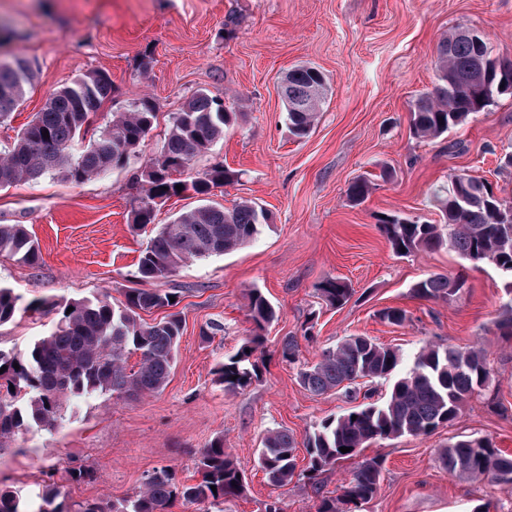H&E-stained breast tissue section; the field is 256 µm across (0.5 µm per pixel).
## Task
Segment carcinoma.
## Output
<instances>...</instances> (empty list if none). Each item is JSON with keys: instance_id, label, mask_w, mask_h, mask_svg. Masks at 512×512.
I'll use <instances>...</instances> for the list:
<instances>
[{"instance_id": "obj_1", "label": "carcinoma", "mask_w": 512, "mask_h": 512, "mask_svg": "<svg viewBox=\"0 0 512 512\" xmlns=\"http://www.w3.org/2000/svg\"><path fill=\"white\" fill-rule=\"evenodd\" d=\"M434 85L415 102L410 129L414 136L436 139L463 125L470 115L494 105L497 98L512 95L504 88L512 71V58L494 53L481 38L473 42L458 25L441 38L433 61ZM481 74L483 83L473 81ZM37 79L32 62L22 54L0 60V126L22 105L27 89ZM327 77L319 69L300 65L288 71L283 99L288 132L301 139L309 135L319 106L324 101ZM112 92V82L103 71L73 79L57 88L42 111L16 134L12 146L0 156V188L56 174L79 185L110 169L123 168L154 130L155 105L147 98L134 100L124 112L112 113V122L86 139L92 118ZM235 113L224 100L205 91L196 92L183 109L171 117L160 150L150 156L141 171L142 194L133 211L132 224L154 223L157 206L191 190L209 195L212 188L237 177L222 163L209 170L181 178L193 159L211 150L224 138V129ZM48 131L49 137L42 135ZM87 142L78 155L70 150ZM182 186L177 190L176 186ZM372 182H352L347 196L363 201ZM440 220L421 223L400 215L378 219V228L397 255L442 245L473 265L489 263L512 276V221L498 220L512 211V200L495 195L489 183L467 173L448 177V186L436 193ZM270 215L253 202H242L231 210L200 204L178 213L161 225L138 260L141 279L161 282L182 264L204 256L224 255L256 238ZM34 265L40 259L38 241L21 224L0 225V256ZM465 286L461 275L433 274L413 286V294L424 299H450ZM326 305L341 308L353 296L350 284L328 278L319 288ZM171 293L160 288L132 289L119 305L107 296L63 306L55 331L36 341L26 354L0 350V449L33 430L49 429L62 418L63 404L71 397L93 394L138 399L162 390L170 377L182 335V318L169 313L147 323L141 313L173 308ZM254 336L219 369V379L228 391L242 390L260 377L256 352L264 332L277 319V311L258 290L248 293ZM19 297L0 286V326L11 321ZM138 357L129 365L128 355ZM401 362L398 350L367 336H351L325 351L314 366L299 373L304 387L313 393L336 390L352 397L359 379L387 378ZM19 368H14L13 364ZM493 384L486 348L468 349L429 343L422 347L406 372L392 384L382 404L362 403L337 418H329L309 437L308 471L316 478L325 468L354 457L372 440L404 435H427L457 419L464 404L481 396ZM348 447L343 453L340 448ZM296 440L286 429L268 431L262 440L259 464L269 483L281 486L296 470ZM448 472L473 481L512 484V455L484 438L461 436L442 452ZM200 479L194 484H176L167 468L153 471L143 488L127 504L104 508L89 504L78 512H173L176 502L222 503L238 496L244 487L240 470L224 454V439L216 438L200 453ZM381 466L364 461L358 465L339 498L322 501L319 512H352L371 500L380 488ZM59 490L46 486L37 512H64L55 503ZM0 512H28L10 491L0 490Z\"/></svg>"}]
</instances>
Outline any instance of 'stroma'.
Listing matches in <instances>:
<instances>
[{
	"mask_svg": "<svg viewBox=\"0 0 512 512\" xmlns=\"http://www.w3.org/2000/svg\"><path fill=\"white\" fill-rule=\"evenodd\" d=\"M480 30L496 53L512 57V0H0V58L21 53L40 79L29 88L0 149L41 111L50 92L92 72H106L112 93L94 119L108 124L129 102L150 98L156 128L136 157L83 184L56 175L0 188V224H22L41 257L24 265L0 257V285L19 295L14 319L0 326V349L27 350L49 335L58 308L68 302L143 287L138 260L158 225L196 206L194 193L168 200L154 224L136 230V182L160 145L173 113L197 91L223 99L237 120L212 150L193 161L201 173L221 162L237 181L213 189L212 205L255 202L271 216L260 235L239 250L187 262L161 282L175 293L183 333L163 390L137 399L107 395L67 401L55 428L34 429L0 451V488L17 493L31 512L42 488L54 483L65 512L79 504L121 505L153 470L166 467L178 482L195 483L199 454L215 438L245 477L244 490L219 505L178 502L173 512H318L337 498L364 460L382 465L377 495L359 512H512V485L459 478L440 452L453 437L492 440L512 454V338L493 322L512 293L493 266H473L448 248L400 257L378 229V218L400 214L435 223L434 192L453 173L488 180L512 198V169L498 167L512 151V97H499L448 134L423 140L410 130L415 100L434 80L432 60L452 27ZM308 64L328 78V90L310 134L289 135L281 82ZM372 181L368 197L349 201L356 179ZM464 275L449 300H425L412 287L430 274ZM354 290L342 308L326 306L318 287L327 278ZM259 289L279 318L265 332L261 375L228 391L217 369L249 339L254 325L247 293ZM41 311H28L30 302ZM404 310L403 323L381 310ZM313 322L304 339L305 322ZM221 332L208 335L211 323ZM298 339L295 361L283 358L284 337ZM350 336H368L398 348L411 362L427 342L457 348L485 342L495 395L475 397L459 418L427 436L376 440L309 480L306 438L320 423L351 408L343 393L315 395L300 370ZM297 439L296 475L272 486L258 463L268 430ZM93 478L76 483L69 470Z\"/></svg>",
	"mask_w": 512,
	"mask_h": 512,
	"instance_id": "35a3bbf8",
	"label": "stroma"
}]
</instances>
